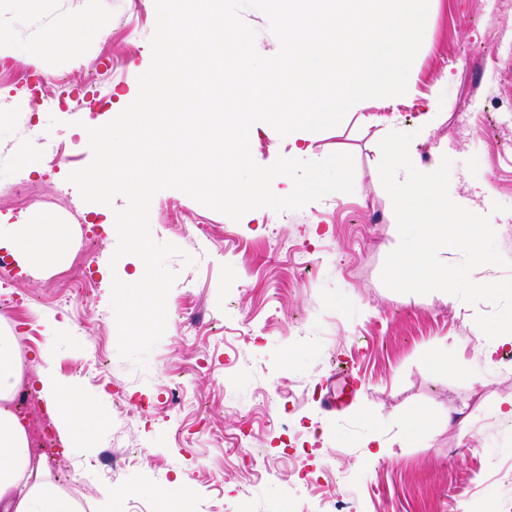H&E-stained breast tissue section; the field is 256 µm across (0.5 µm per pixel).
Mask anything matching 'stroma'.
Masks as SVG:
<instances>
[{"label": "stroma", "instance_id": "35a3bbf8", "mask_svg": "<svg viewBox=\"0 0 512 512\" xmlns=\"http://www.w3.org/2000/svg\"><path fill=\"white\" fill-rule=\"evenodd\" d=\"M65 15L86 20L75 51L43 52L39 35ZM155 21L154 0H46L31 13L0 0V36L15 48L0 60L1 215L21 213L1 190L23 177L30 197L50 198L44 213L74 223L82 198L67 177L92 152L70 125L103 115L148 70ZM429 102L441 119L424 132ZM392 130L413 133L418 170L452 160V200L474 199L512 262V12L502 0H429L406 94L365 100L309 135L313 160L352 155V192L237 222L179 190L156 194L153 238L196 262L168 261L178 278L145 367L118 354L109 282L68 304L55 266L15 289L0 284V296L22 298L9 323L29 339L27 365L48 359L59 377L107 395L98 447L54 450L62 493L93 499L106 484L125 492V512H162L136 489L179 478L196 512H512V424L494 413L512 398V345L486 363L470 330L492 304L381 281L400 241L378 172ZM58 148L67 164H51ZM25 150L37 152L39 176L18 165ZM477 184L490 191L475 199ZM62 318L68 330L47 333ZM95 345L100 369L86 364ZM340 359L354 366L351 385L336 376ZM456 408L470 415L467 430L449 426ZM419 411L427 420L402 454L369 452V439H394Z\"/></svg>", "mask_w": 512, "mask_h": 512}]
</instances>
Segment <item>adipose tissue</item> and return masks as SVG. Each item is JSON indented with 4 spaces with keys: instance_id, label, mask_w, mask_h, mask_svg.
<instances>
[{
    "instance_id": "obj_1",
    "label": "adipose tissue",
    "mask_w": 512,
    "mask_h": 512,
    "mask_svg": "<svg viewBox=\"0 0 512 512\" xmlns=\"http://www.w3.org/2000/svg\"><path fill=\"white\" fill-rule=\"evenodd\" d=\"M71 244L70 233L42 211L0 219V249L24 267L44 269L67 255ZM22 372L15 336L1 329L0 512H78L76 503L50 480L44 457L35 452L26 423L12 408ZM34 378L66 447H95L105 421V394H85L43 365L36 366Z\"/></svg>"
}]
</instances>
